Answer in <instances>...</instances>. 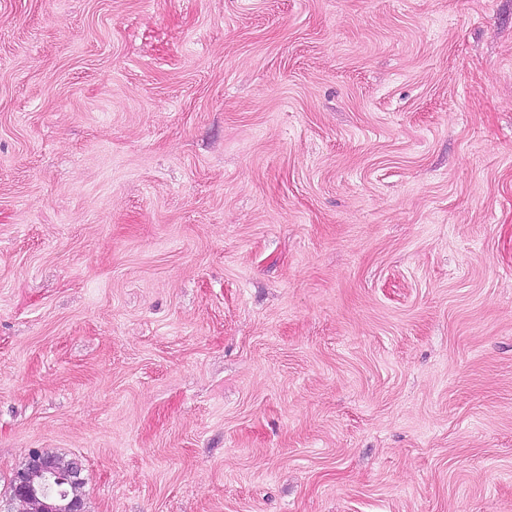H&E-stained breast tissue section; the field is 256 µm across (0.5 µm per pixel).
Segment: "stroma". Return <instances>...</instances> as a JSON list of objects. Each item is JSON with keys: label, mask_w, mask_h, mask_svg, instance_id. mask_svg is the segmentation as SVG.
<instances>
[{"label": "stroma", "mask_w": 512, "mask_h": 512, "mask_svg": "<svg viewBox=\"0 0 512 512\" xmlns=\"http://www.w3.org/2000/svg\"><path fill=\"white\" fill-rule=\"evenodd\" d=\"M512 512V0H0V496ZM43 455L33 451L27 466L16 471L9 488L10 499L23 500L37 496L38 493L46 495L45 488L48 487L51 481L60 480L59 471H67L69 469L71 460H64L48 452L43 453ZM36 479H39L38 483H35Z\"/></svg>", "instance_id": "35a3bbf8"}]
</instances>
